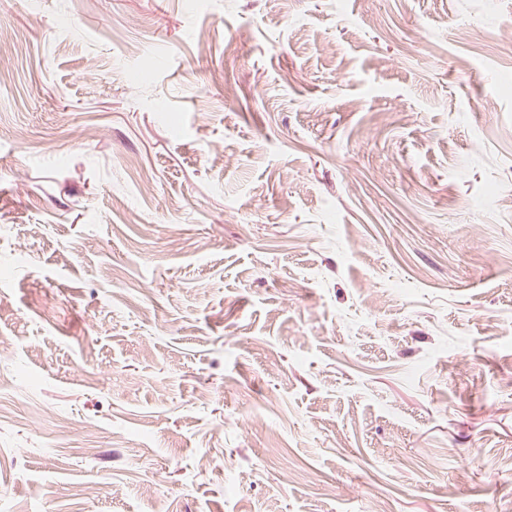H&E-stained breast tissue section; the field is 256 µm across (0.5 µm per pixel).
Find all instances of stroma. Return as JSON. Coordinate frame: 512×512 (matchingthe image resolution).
Here are the masks:
<instances>
[{"label":"stroma","mask_w":512,"mask_h":512,"mask_svg":"<svg viewBox=\"0 0 512 512\" xmlns=\"http://www.w3.org/2000/svg\"><path fill=\"white\" fill-rule=\"evenodd\" d=\"M0 30V512H512V0Z\"/></svg>","instance_id":"35a3bbf8"}]
</instances>
